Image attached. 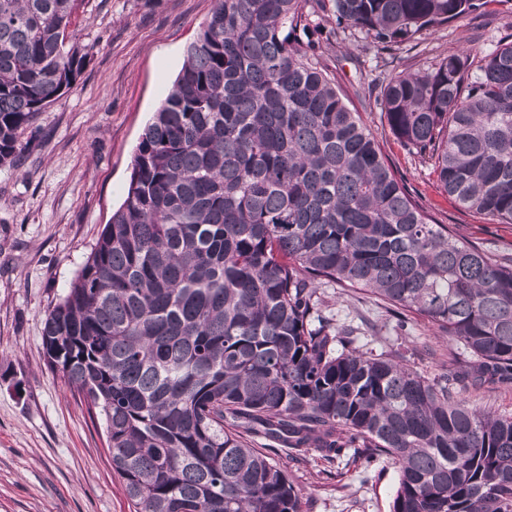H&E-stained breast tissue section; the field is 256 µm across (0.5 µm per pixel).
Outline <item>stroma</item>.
<instances>
[{"label":"stroma","mask_w":512,"mask_h":512,"mask_svg":"<svg viewBox=\"0 0 512 512\" xmlns=\"http://www.w3.org/2000/svg\"><path fill=\"white\" fill-rule=\"evenodd\" d=\"M211 8L212 0H83L78 31L89 64L35 129L22 132L16 166H0V512H134L112 468L102 416L89 415L82 397L46 366L42 331L48 309L123 203L142 130ZM510 33L512 0H495L489 13L463 16L413 48L389 53L360 36L324 56L415 200L467 241L509 257L512 224L448 196L373 109L369 85L439 56L466 50L480 58ZM325 296L341 322L375 324L363 337L374 352L397 349L430 379L452 369L447 339L426 320L400 330L370 294L329 288ZM289 476L310 512H391L398 481L387 458L331 466L315 451L291 465Z\"/></svg>","instance_id":"obj_1"}]
</instances>
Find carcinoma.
I'll return each mask as SVG.
<instances>
[{
    "mask_svg": "<svg viewBox=\"0 0 512 512\" xmlns=\"http://www.w3.org/2000/svg\"><path fill=\"white\" fill-rule=\"evenodd\" d=\"M143 129L127 195L46 315V365L104 418L136 512H306L266 451L398 469L391 512H512V258L439 224L316 52L416 42L493 0H213ZM79 0H0V165L76 84ZM307 34V41L298 37ZM392 133L463 207L512 224V39L378 81ZM324 288L453 343L431 380L357 346ZM470 405L489 409L497 414H512V388L487 385L461 395Z\"/></svg>",
    "mask_w": 512,
    "mask_h": 512,
    "instance_id": "cac0c4a2",
    "label": "carcinoma"
}]
</instances>
